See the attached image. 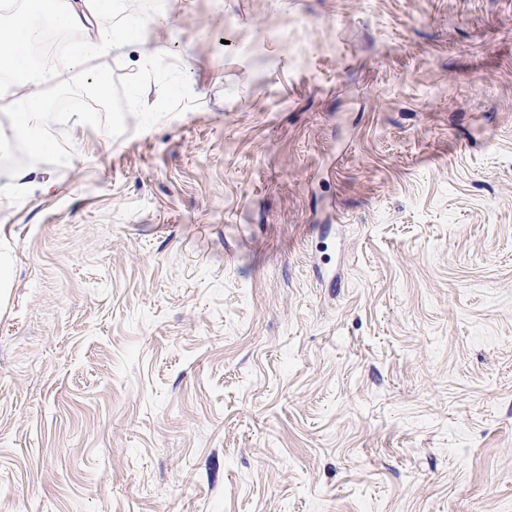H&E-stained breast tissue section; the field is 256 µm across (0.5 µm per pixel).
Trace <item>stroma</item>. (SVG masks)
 I'll return each instance as SVG.
<instances>
[{
  "label": "stroma",
  "instance_id": "35a3bbf8",
  "mask_svg": "<svg viewBox=\"0 0 512 512\" xmlns=\"http://www.w3.org/2000/svg\"><path fill=\"white\" fill-rule=\"evenodd\" d=\"M165 12L0 156V512H512V0ZM7 186L14 191L39 190L48 193L54 186V180L46 171L31 165L14 169L9 174Z\"/></svg>",
  "mask_w": 512,
  "mask_h": 512
}]
</instances>
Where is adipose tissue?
<instances>
[{
  "label": "adipose tissue",
  "instance_id": "obj_1",
  "mask_svg": "<svg viewBox=\"0 0 512 512\" xmlns=\"http://www.w3.org/2000/svg\"><path fill=\"white\" fill-rule=\"evenodd\" d=\"M45 14L60 29H78L83 36L66 47L48 72L37 69L18 72L16 65L23 49L39 36L38 19ZM105 16L113 20L107 28L99 24L100 18ZM143 26V19L126 12L121 0H59L52 10L47 9L46 0H27L25 8L0 20V81H10L16 88L27 91L10 131H0V151H8L14 142L23 141L33 153L45 152L50 146L45 128L51 114L42 97L43 87L50 82L63 81L70 71L119 48L130 47L140 56H148L149 49L142 37Z\"/></svg>",
  "mask_w": 512,
  "mask_h": 512
}]
</instances>
